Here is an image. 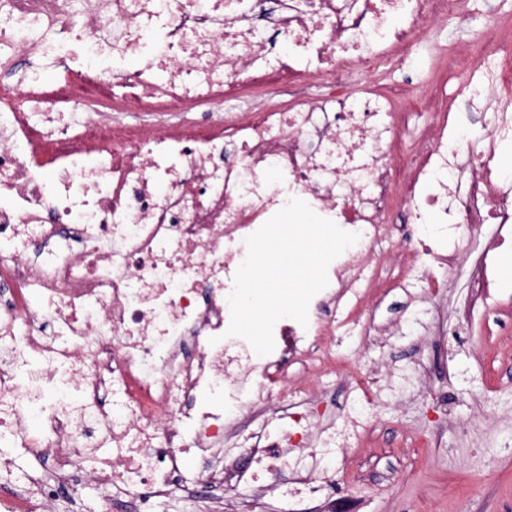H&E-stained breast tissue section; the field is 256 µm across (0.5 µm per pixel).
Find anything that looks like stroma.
Segmentation results:
<instances>
[{
    "label": "stroma",
    "mask_w": 512,
    "mask_h": 512,
    "mask_svg": "<svg viewBox=\"0 0 512 512\" xmlns=\"http://www.w3.org/2000/svg\"><path fill=\"white\" fill-rule=\"evenodd\" d=\"M433 41L404 53L389 75L392 87L420 98L408 118L406 143L434 119L432 90L448 93L458 74L437 72L436 48L474 60L478 26L432 23ZM465 274L450 276L442 298H416L397 288L373 314L384 347L336 335V352L350 360L328 388H315L316 419L328 426L348 406V374H410L435 350L427 381L403 394L383 391L372 430L343 449L326 474L331 501L315 498L308 512H512V291L493 308L476 306ZM468 310L466 324L456 314Z\"/></svg>",
    "instance_id": "obj_1"
}]
</instances>
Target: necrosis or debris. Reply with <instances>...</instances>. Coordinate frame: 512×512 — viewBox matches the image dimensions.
Returning <instances> with one entry per match:
<instances>
[{
  "instance_id": "obj_1",
  "label": "necrosis or debris",
  "mask_w": 512,
  "mask_h": 512,
  "mask_svg": "<svg viewBox=\"0 0 512 512\" xmlns=\"http://www.w3.org/2000/svg\"><path fill=\"white\" fill-rule=\"evenodd\" d=\"M258 3L0 0V474L20 454L52 462L22 472L28 489L8 512H63L86 479L107 490L101 512L121 498L154 512L186 488L191 457L196 512H222L212 492L229 471L318 496L320 473L371 426L369 402L317 429L310 388L286 385L279 363L319 382L336 372L335 329L371 339L362 303L385 243L403 284L419 276L437 291L433 271H454L462 242L496 225L470 279L482 303L499 285L497 256L512 246V185L496 163L512 143V99L498 94L512 84L500 60L512 32L481 24L480 84L462 85L456 110L406 150L385 69L428 22L471 24L469 0H273L262 26ZM308 82L326 86L318 103L152 130L112 118ZM477 117L479 141L467 133ZM293 198L359 240L330 263L307 325L279 320L259 359L227 336L228 297L245 238ZM399 203L415 236L387 221Z\"/></svg>"
}]
</instances>
